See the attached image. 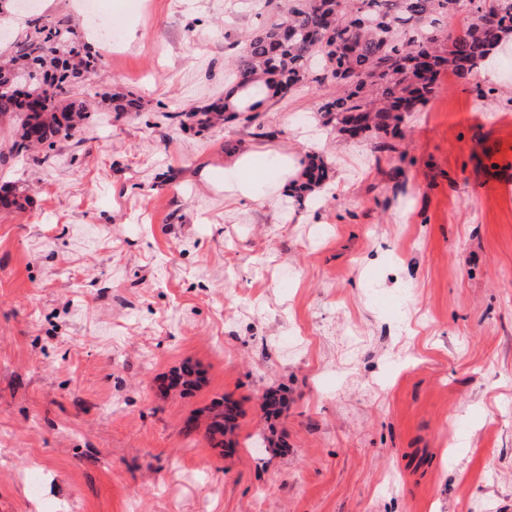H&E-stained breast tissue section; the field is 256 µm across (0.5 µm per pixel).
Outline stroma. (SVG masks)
Listing matches in <instances>:
<instances>
[{
  "instance_id": "1",
  "label": "stroma",
  "mask_w": 512,
  "mask_h": 512,
  "mask_svg": "<svg viewBox=\"0 0 512 512\" xmlns=\"http://www.w3.org/2000/svg\"><path fill=\"white\" fill-rule=\"evenodd\" d=\"M100 2L90 91L143 110L0 164L30 198L0 211V512H512V43L385 148L313 87L202 130L167 115L224 95L264 0ZM228 141L318 154L326 197L230 205ZM222 395L231 452L184 431ZM101 103L106 104L113 112H139L143 108L141 100L122 92L103 94ZM176 385L179 386L180 394H188L199 389L203 382L202 371L197 362L192 360L183 361L174 370ZM286 406L287 399L284 394L279 391H267L263 396V407L266 415L265 418L272 436H274L276 425L283 415Z\"/></svg>"
}]
</instances>
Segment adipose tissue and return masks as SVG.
I'll return each instance as SVG.
<instances>
[{
    "instance_id": "ef3b65f1",
    "label": "adipose tissue",
    "mask_w": 512,
    "mask_h": 512,
    "mask_svg": "<svg viewBox=\"0 0 512 512\" xmlns=\"http://www.w3.org/2000/svg\"><path fill=\"white\" fill-rule=\"evenodd\" d=\"M300 170L296 155L268 156L245 146L232 152L223 167L205 171L204 177L223 183L228 202L256 204L275 201Z\"/></svg>"
}]
</instances>
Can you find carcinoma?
<instances>
[{
	"label": "carcinoma",
	"mask_w": 512,
	"mask_h": 512,
	"mask_svg": "<svg viewBox=\"0 0 512 512\" xmlns=\"http://www.w3.org/2000/svg\"><path fill=\"white\" fill-rule=\"evenodd\" d=\"M270 19L247 36L230 61L238 82L251 87L239 107L224 98L204 108L174 112L201 127L224 122L225 112H256L271 97L312 83L336 85L318 108L325 127L349 137L396 136L405 116L425 106L448 70L467 80L491 51L512 34V0H265ZM102 78L99 51L83 40L69 15L35 11L24 28L0 40V120L17 118L8 156L24 158L76 136L91 116L77 88ZM115 112H139L141 100L105 93ZM330 180V169L311 157L290 193L301 202ZM185 395L203 382L189 359L174 370ZM287 406L284 394L268 391L263 407L270 433ZM205 437L214 448H235L240 404L229 396L205 408Z\"/></svg>",
	"instance_id": "carcinoma-1"
}]
</instances>
